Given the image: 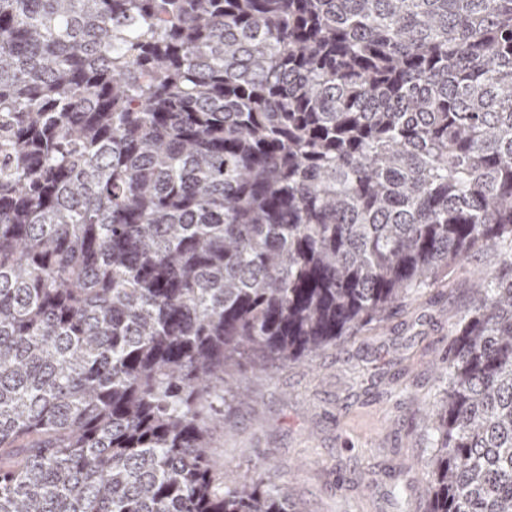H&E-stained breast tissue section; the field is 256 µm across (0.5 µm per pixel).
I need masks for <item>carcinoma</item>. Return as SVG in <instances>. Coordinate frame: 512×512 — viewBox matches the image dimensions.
<instances>
[{
  "label": "carcinoma",
  "instance_id": "carcinoma-1",
  "mask_svg": "<svg viewBox=\"0 0 512 512\" xmlns=\"http://www.w3.org/2000/svg\"><path fill=\"white\" fill-rule=\"evenodd\" d=\"M478 251L427 512H512V0H0V512H289L215 382Z\"/></svg>",
  "mask_w": 512,
  "mask_h": 512
}]
</instances>
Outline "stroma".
Listing matches in <instances>:
<instances>
[{"label": "stroma", "instance_id": "35a3bbf8", "mask_svg": "<svg viewBox=\"0 0 512 512\" xmlns=\"http://www.w3.org/2000/svg\"><path fill=\"white\" fill-rule=\"evenodd\" d=\"M496 261L473 255L439 287L404 300L385 323L269 374L242 366L209 456L216 475L264 477L288 491L291 512H425L424 414L439 398L435 365Z\"/></svg>", "mask_w": 512, "mask_h": 512}]
</instances>
